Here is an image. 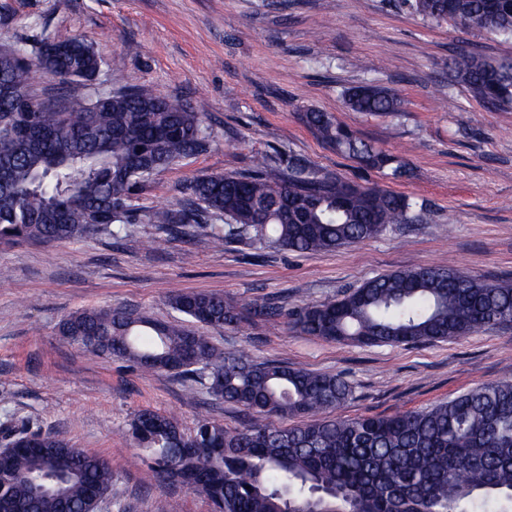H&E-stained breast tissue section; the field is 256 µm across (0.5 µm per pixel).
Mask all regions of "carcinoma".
<instances>
[{
	"label": "carcinoma",
	"instance_id": "1",
	"mask_svg": "<svg viewBox=\"0 0 512 512\" xmlns=\"http://www.w3.org/2000/svg\"><path fill=\"white\" fill-rule=\"evenodd\" d=\"M425 21L512 39V0H401ZM0 62V244L59 243L122 231L146 219L170 236L210 227L218 243L248 240L292 252L333 251L419 224L418 201L364 186L290 157L272 165L206 174L184 187L176 207L139 214L130 204L161 169L206 152V113L157 90L131 87L88 102L46 97L37 79L91 82L101 59L84 39L58 34ZM451 76L496 109H512V60L463 50ZM354 112L393 115L401 101L366 83L349 89ZM300 120L365 170L405 175L396 157L361 140L328 112ZM224 220V227L208 224ZM174 310L203 327L235 329L247 308L218 293L176 292ZM293 328L327 341L401 346L464 336L512 323V283L447 266L416 265L366 281L346 296L287 314ZM59 334L82 353L131 362L146 372L191 376L248 421L228 428L201 420L187 435L171 415L137 412L129 432L148 452V479L199 491L219 512H512V380L503 379L421 410L353 419L331 416L352 389L338 374L226 353L211 338L120 309L86 308L62 319ZM301 417L293 426L274 418ZM41 456L18 454L0 481L4 512H91L112 491L102 456L57 431H38Z\"/></svg>",
	"mask_w": 512,
	"mask_h": 512
}]
</instances>
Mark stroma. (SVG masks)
Returning a JSON list of instances; mask_svg holds the SVG:
<instances>
[{
	"mask_svg": "<svg viewBox=\"0 0 512 512\" xmlns=\"http://www.w3.org/2000/svg\"><path fill=\"white\" fill-rule=\"evenodd\" d=\"M59 32L82 37L103 61L76 98L147 85L209 115L210 149L156 174L134 199L138 210L177 205L194 176L241 172L258 155L279 164L298 155L429 210L427 223L334 252L215 245L203 228L193 242L162 244L145 223L87 240L0 244V434L56 429L106 458L112 493L98 512H155L159 499L165 512H213L182 485L145 482L128 424L149 409L189 433L198 420L233 427L244 414L185 376L75 350L58 332L65 316L121 307L179 323L168 302L175 290L287 311L416 264L512 280V111L475 98L449 72L459 48L512 58V40L423 22L399 0H0V38L28 49ZM370 81L402 100L400 116L347 108L345 91ZM309 108L333 113L405 163L406 175L337 154L299 120ZM210 336L227 352L342 375L352 387L342 418L419 410L512 379V325L399 347L326 341L257 317Z\"/></svg>",
	"mask_w": 512,
	"mask_h": 512,
	"instance_id": "obj_1",
	"label": "stroma"
}]
</instances>
